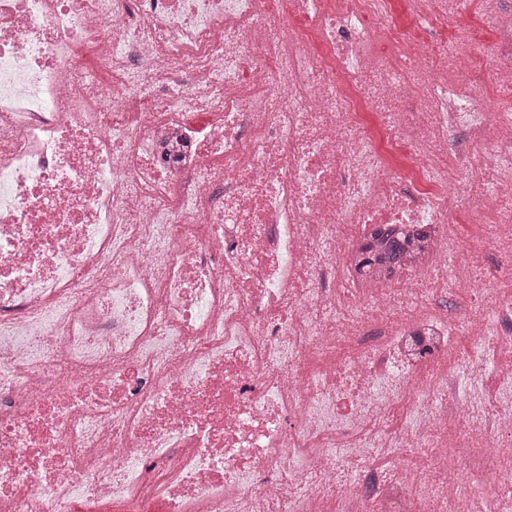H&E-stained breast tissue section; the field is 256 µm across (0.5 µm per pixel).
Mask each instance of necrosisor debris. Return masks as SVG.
<instances>
[{
    "label": "necrosis or debris",
    "instance_id": "1",
    "mask_svg": "<svg viewBox=\"0 0 512 512\" xmlns=\"http://www.w3.org/2000/svg\"><path fill=\"white\" fill-rule=\"evenodd\" d=\"M409 4L0 0V512H512V0ZM465 1H467V18L462 22V26L485 43L490 42L494 33L483 16L481 3L483 0ZM374 243L382 245L380 250L369 247L372 251L370 260L365 261V266H371L376 261L386 260L393 267H400L401 261L407 257L411 238L407 237L402 232H397L394 229H387L386 231L380 229L374 233Z\"/></svg>",
    "mask_w": 512,
    "mask_h": 512
}]
</instances>
